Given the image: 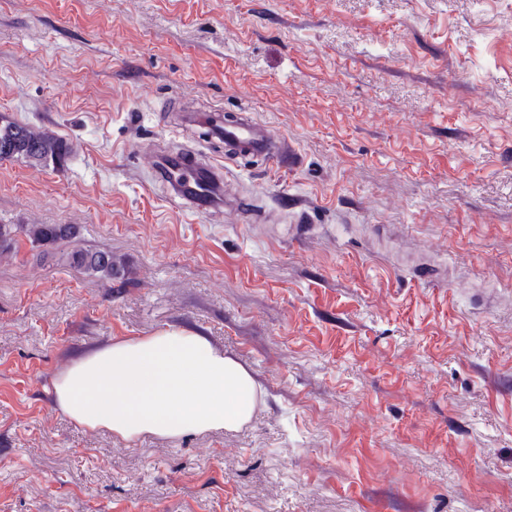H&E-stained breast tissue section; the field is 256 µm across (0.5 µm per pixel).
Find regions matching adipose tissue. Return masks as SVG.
<instances>
[{"label":"adipose tissue","instance_id":"obj_1","mask_svg":"<svg viewBox=\"0 0 512 512\" xmlns=\"http://www.w3.org/2000/svg\"><path fill=\"white\" fill-rule=\"evenodd\" d=\"M52 393L78 425L127 441L236 431L260 399L242 363L200 332L174 327L85 354L54 378Z\"/></svg>","mask_w":512,"mask_h":512}]
</instances>
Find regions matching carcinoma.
<instances>
[{
  "mask_svg": "<svg viewBox=\"0 0 512 512\" xmlns=\"http://www.w3.org/2000/svg\"><path fill=\"white\" fill-rule=\"evenodd\" d=\"M6 145L13 146L15 152L0 154L1 161L20 157L44 165L57 164L68 152L66 142L55 134L0 116V149ZM22 232L34 247L61 240L72 242L79 237L78 227L74 224H27L22 227ZM58 262L109 283L124 273L123 263L112 256V252L76 244L61 253Z\"/></svg>",
  "mask_w": 512,
  "mask_h": 512,
  "instance_id": "obj_1",
  "label": "carcinoma"
}]
</instances>
